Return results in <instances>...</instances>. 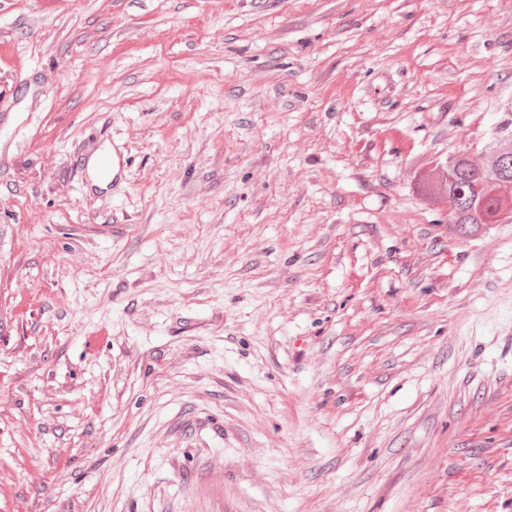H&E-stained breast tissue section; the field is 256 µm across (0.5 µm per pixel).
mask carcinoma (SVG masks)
<instances>
[{
	"instance_id": "1",
	"label": "carcinoma",
	"mask_w": 512,
	"mask_h": 512,
	"mask_svg": "<svg viewBox=\"0 0 512 512\" xmlns=\"http://www.w3.org/2000/svg\"><path fill=\"white\" fill-rule=\"evenodd\" d=\"M488 165L489 160L477 161L466 151L452 153L448 155L447 177L436 184L443 196L467 200L464 207L449 215L448 223L466 226L472 236L499 223L503 211H512V187L490 183L480 195H474L472 176L484 172Z\"/></svg>"
}]
</instances>
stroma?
<instances>
[{"mask_svg":"<svg viewBox=\"0 0 512 512\" xmlns=\"http://www.w3.org/2000/svg\"><path fill=\"white\" fill-rule=\"evenodd\" d=\"M510 123L512 0H0V512H512ZM510 152L505 148L498 157L501 158L496 166L490 170L488 178H494L509 183ZM489 165L488 159L477 161L470 153L456 152L448 156L447 178L438 180L435 188L444 197L452 199H466L463 208L449 215L448 224L464 225L474 236L490 224H499V215L505 211L512 212V185L504 188L500 183H490L482 191L488 178L476 184V193L472 190V175L482 173Z\"/></svg>","mask_w":512,"mask_h":512,"instance_id":"1","label":"stroma"}]
</instances>
